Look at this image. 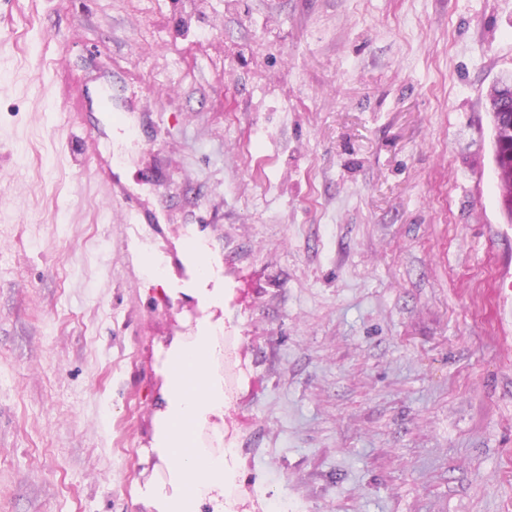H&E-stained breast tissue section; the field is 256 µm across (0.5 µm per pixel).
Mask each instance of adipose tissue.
Returning a JSON list of instances; mask_svg holds the SVG:
<instances>
[{"mask_svg": "<svg viewBox=\"0 0 512 512\" xmlns=\"http://www.w3.org/2000/svg\"><path fill=\"white\" fill-rule=\"evenodd\" d=\"M218 343L213 328H201L192 341H176L167 355L168 395L157 421L158 460L168 466L177 484L175 492L146 487L142 495L151 512H199L203 499L224 509V487L232 480L224 469L223 453L198 447L194 426L205 416L220 413L224 393L206 366Z\"/></svg>", "mask_w": 512, "mask_h": 512, "instance_id": "1", "label": "adipose tissue"}]
</instances>
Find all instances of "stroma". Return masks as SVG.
<instances>
[{
    "instance_id": "1",
    "label": "stroma",
    "mask_w": 512,
    "mask_h": 512,
    "mask_svg": "<svg viewBox=\"0 0 512 512\" xmlns=\"http://www.w3.org/2000/svg\"><path fill=\"white\" fill-rule=\"evenodd\" d=\"M0 512H149L166 353L234 512H512V0H0ZM99 48L88 55L87 45ZM138 142L98 125L95 92ZM135 202L164 212L123 224ZM224 256L205 305L182 242ZM489 105L492 108V121L499 118L503 122L512 121V85L511 89H503L498 83L488 92Z\"/></svg>"
}]
</instances>
